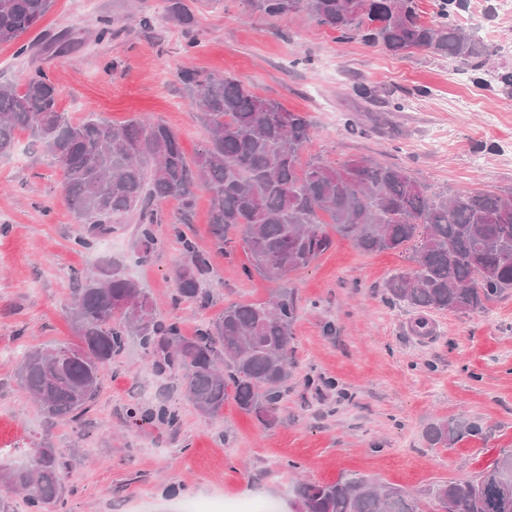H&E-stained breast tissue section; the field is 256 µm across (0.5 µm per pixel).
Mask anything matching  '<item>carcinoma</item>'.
Here are the masks:
<instances>
[{"label":"carcinoma","instance_id":"cac0c4a2","mask_svg":"<svg viewBox=\"0 0 512 512\" xmlns=\"http://www.w3.org/2000/svg\"><path fill=\"white\" fill-rule=\"evenodd\" d=\"M54 0H0V44L16 42L52 8ZM170 16L190 26L184 0H169ZM269 18L304 13L343 41L381 44L393 54L416 51L446 56L481 70L490 47L464 31L453 16L459 0H440L433 19H421L416 0H249ZM208 138L188 161L177 133L162 123L130 119L115 124L95 113L74 123L59 107L56 84L41 69L17 86L0 82V156L26 130L56 159L65 203L81 224L79 242L112 236L130 217L137 221L133 247L149 262L160 241L154 225L160 204L178 202L171 231L182 242L184 263L175 271L174 307H210L201 287L212 253L235 242L249 255L248 276L284 280L328 252L323 225L365 252L404 251L415 263L384 283L388 299L418 312H480L512 291V191L432 192L402 167L364 158L337 167L305 156L310 124L305 115L254 93L229 76L181 73ZM209 195L214 252H202L184 227L198 193ZM295 289L285 284L264 302H229L195 335L182 333L177 316L158 318L149 295L114 260L86 273L75 288L68 315L79 344L31 346L17 369L21 389L53 423L74 426L95 403L101 368L120 357L135 338L152 369L203 416L218 418L231 399L267 425L278 419L295 361ZM129 424L158 422L170 429L178 412L161 404L129 409ZM479 434L458 418H437L425 429L429 447L448 449ZM67 459L48 442L32 450L30 463L0 460V512H12L20 492L29 512L64 505ZM299 512H512V449L474 479L440 481L416 492L365 477L329 484L300 483Z\"/></svg>","mask_w":512,"mask_h":512}]
</instances>
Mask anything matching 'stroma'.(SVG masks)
Returning a JSON list of instances; mask_svg holds the SVG:
<instances>
[{"label":"stroma","mask_w":512,"mask_h":512,"mask_svg":"<svg viewBox=\"0 0 512 512\" xmlns=\"http://www.w3.org/2000/svg\"><path fill=\"white\" fill-rule=\"evenodd\" d=\"M193 27L172 20L168 0H55L20 42L0 45V82L43 69L72 120L94 111L113 123L138 118L177 132L188 158L207 138L180 74L233 76L256 94L311 123L309 151L327 165L355 158L398 164L434 189H512V87L477 84L469 66L424 52L394 55L382 46L339 41L312 18L270 20L248 0H184ZM112 36L97 37V21ZM152 17L151 27L139 24ZM455 21L494 49L492 65L512 71V16L497 0H462ZM73 41L56 54L51 41ZM369 88L373 97L361 96ZM359 124L346 128L348 119ZM136 221L111 246L79 244L63 202L61 171L28 133L0 157V456L27 463L30 448L51 442L69 461L61 512H179L183 502L273 500L297 512V482L332 483L358 474L405 490L439 479H471L500 449L512 448V294L476 314L433 315L432 331L412 332L417 313L382 288L411 267L407 254L367 253L335 238L333 248L288 282L299 301L296 370L279 420L263 425L226 402L222 418L173 398L138 342L103 371V389L85 416L86 434L46 420L17 384L35 344L76 343L66 309L75 279L117 260L149 294L161 317L178 316L184 335L228 301L267 299L275 284L245 275L241 245L216 256L204 286L210 308L174 306V270L183 251L168 224L161 248L136 263ZM332 388H325V381ZM175 402L176 430L128 426V408ZM436 415L482 424L484 434L448 450L429 448L424 429Z\"/></svg>","instance_id":"obj_1"}]
</instances>
